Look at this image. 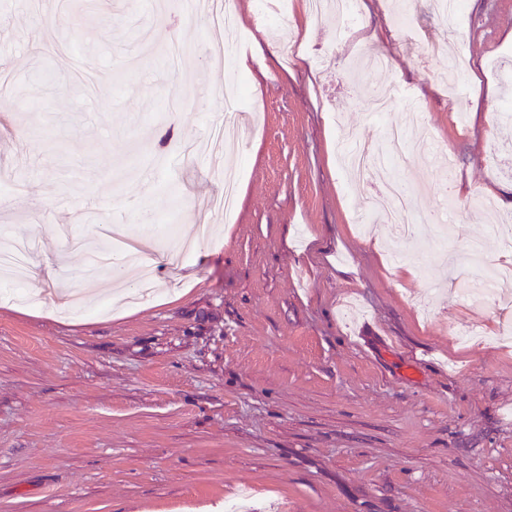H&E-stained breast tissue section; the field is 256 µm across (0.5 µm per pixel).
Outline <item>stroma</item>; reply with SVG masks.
Returning a JSON list of instances; mask_svg holds the SVG:
<instances>
[{
  "mask_svg": "<svg viewBox=\"0 0 512 512\" xmlns=\"http://www.w3.org/2000/svg\"><path fill=\"white\" fill-rule=\"evenodd\" d=\"M158 13L94 0H0V78L25 85L0 111V236L29 246L26 300L0 282V512H224L252 487L259 512H512V344L502 314L457 295L475 268L390 262L379 222L358 229L382 174L350 180L339 143L377 140L362 88L395 82L435 145L409 158L418 204L448 221V249L512 218V0L461 15L395 0L352 40L306 0L272 7L279 36L233 0L245 62L225 63L211 8ZM377 42H369L370 33ZM300 38L282 55L278 37ZM187 45L175 63L141 40ZM390 55V69L356 60ZM465 60L451 97L448 56ZM244 81L242 175L232 222L209 211L219 166L190 153L224 122ZM452 164V212L440 204ZM122 229L138 240L149 296L117 298L112 274L80 275Z\"/></svg>",
  "mask_w": 512,
  "mask_h": 512,
  "instance_id": "35a3bbf8",
  "label": "stroma"
}]
</instances>
